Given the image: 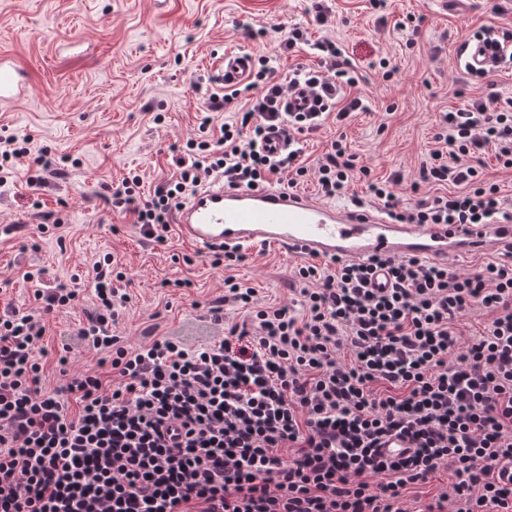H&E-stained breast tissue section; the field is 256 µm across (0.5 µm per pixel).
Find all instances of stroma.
Returning a JSON list of instances; mask_svg holds the SVG:
<instances>
[{
    "instance_id": "obj_1",
    "label": "stroma",
    "mask_w": 512,
    "mask_h": 512,
    "mask_svg": "<svg viewBox=\"0 0 512 512\" xmlns=\"http://www.w3.org/2000/svg\"><path fill=\"white\" fill-rule=\"evenodd\" d=\"M328 7L329 21L319 26L311 0H0V53L32 77L23 98L0 106V137L31 138L33 154L62 160L48 186L27 185L28 159L0 184V285L7 287L0 300L31 305L36 284L24 274L38 269L45 280L82 290L81 307L46 316L48 358L92 305L94 263L107 253L132 280L118 330L134 343L153 323L158 335L192 346L219 336L207 307L223 294L229 275L256 288L262 302L288 301L298 258L265 248L250 251L238 266L215 268L210 255L177 234L163 244L145 239L104 200L106 185L128 171L141 174L146 196L173 173L172 146L198 137L204 93L221 89L213 74L224 52L277 55L285 74L317 62L308 45L279 53L291 28L306 30L310 42L329 39L343 49L368 109L341 125L327 116L306 136L305 160L314 163L331 141L345 137L357 165L370 170L347 188L363 199L368 179L417 173L436 146L443 112L492 91L512 97V68L502 67L490 87L466 79L457 56L458 46L482 28L512 33V10L493 14L489 0H465L448 11L436 0H384L377 9L370 0H329ZM409 16L417 32L400 28ZM247 26L258 30L257 38L244 35ZM383 58L396 66L393 77H384ZM184 255L193 257L192 266L181 263ZM175 278L193 285L165 287Z\"/></svg>"
}]
</instances>
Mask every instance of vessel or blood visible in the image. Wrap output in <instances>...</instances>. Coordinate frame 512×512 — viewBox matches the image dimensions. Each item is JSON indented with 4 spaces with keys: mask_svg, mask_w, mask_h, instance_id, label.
Returning a JSON list of instances; mask_svg holds the SVG:
<instances>
[{
    "mask_svg": "<svg viewBox=\"0 0 512 512\" xmlns=\"http://www.w3.org/2000/svg\"><path fill=\"white\" fill-rule=\"evenodd\" d=\"M466 68L491 69L498 58L482 40L464 43ZM249 53L225 54L224 82L249 73ZM28 76L12 58L0 55V105L20 99ZM180 239L203 253L218 247L273 246L303 258L363 261L373 256H416L444 261L448 256L494 251L512 243V220L500 224H395L382 212L339 207L280 188L242 189L215 180L195 190L175 214Z\"/></svg>",
    "mask_w": 512,
    "mask_h": 512,
    "instance_id": "1",
    "label": "vessel or blood"
}]
</instances>
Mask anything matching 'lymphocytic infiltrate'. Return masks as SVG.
I'll return each instance as SVG.
<instances>
[{
	"instance_id": "1",
	"label": "lymphocytic infiltrate",
	"mask_w": 512,
	"mask_h": 512,
	"mask_svg": "<svg viewBox=\"0 0 512 512\" xmlns=\"http://www.w3.org/2000/svg\"><path fill=\"white\" fill-rule=\"evenodd\" d=\"M305 42L296 28L282 46ZM311 45L319 66L283 75L262 56L247 83L209 94L171 178L144 199L129 173L108 186V204L162 244L174 212L215 173L249 189L275 176L291 189L310 181L341 197L353 154L337 139L311 168L302 137L365 104L345 93L359 79L341 48ZM297 92L309 103L289 110ZM241 98L240 118L216 123ZM275 133L288 151L267 150ZM435 141L415 181L396 171L371 184L383 213L399 224L512 220L481 158L491 146L512 168V98L443 113ZM424 183L453 191L405 206L397 187ZM500 254L465 272L415 257L304 262L280 305L229 276L207 309L224 335L198 348L152 325L147 340L121 336L129 280L106 255L97 301L57 359L66 380L52 389L42 318L80 307L78 288L60 282L35 289L33 307L1 305L0 512H512V244ZM229 305L241 320L225 322ZM470 314L483 324L464 346L458 324ZM78 347L99 359L72 374ZM444 471L454 476L445 491L409 496Z\"/></svg>"
}]
</instances>
